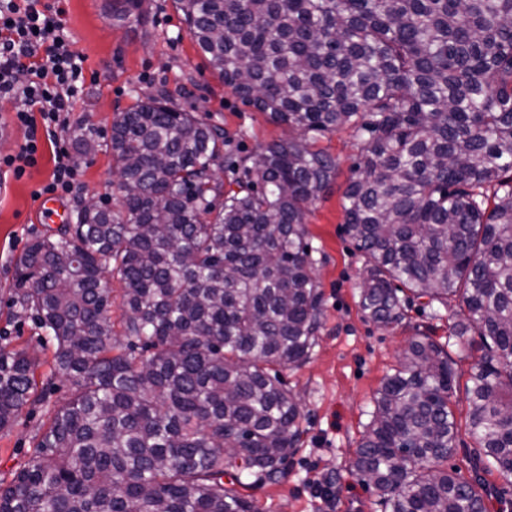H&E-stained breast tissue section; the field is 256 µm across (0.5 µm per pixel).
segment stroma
I'll return each mask as SVG.
<instances>
[{
    "mask_svg": "<svg viewBox=\"0 0 512 512\" xmlns=\"http://www.w3.org/2000/svg\"><path fill=\"white\" fill-rule=\"evenodd\" d=\"M144 11L142 19L119 22L110 16L107 0H68L63 24L84 56L86 84L68 114L65 141H73L74 127L85 122L109 134L116 113L162 92L175 107L207 116L221 126L230 150L238 156L254 154L261 146L287 137V127L244 105L211 72L173 0H145ZM319 145L339 163L331 191L306 216L308 239L315 249V275L323 292V326L307 362L282 372L306 414L305 433L287 474L275 482H257L245 494L256 499L264 512H384L372 489L350 471L371 420L373 397L411 338L425 334L446 341L462 302L452 300L436 318L422 302H413L403 322L392 328L366 319L358 288L366 258L343 232L342 193L357 149L345 130L322 137ZM55 150V143L41 141L37 166L19 177L0 176V334H7L12 347L37 358L42 355L37 332L28 316L8 306L7 298L27 242L52 227L38 209V192L50 179ZM71 161L79 177L74 193L60 200L65 211H72L79 199L117 205L119 192L109 153L75 155ZM448 352L458 372L454 412L459 440L448 466L465 477L470 471L469 451L475 445L466 426L465 389L477 356L460 355L454 346ZM46 420L44 405L36 404L25 408L13 427L0 430V476L25 462L31 439ZM326 483L335 495L330 502L317 491Z\"/></svg>",
    "mask_w": 512,
    "mask_h": 512,
    "instance_id": "obj_1",
    "label": "stroma"
}]
</instances>
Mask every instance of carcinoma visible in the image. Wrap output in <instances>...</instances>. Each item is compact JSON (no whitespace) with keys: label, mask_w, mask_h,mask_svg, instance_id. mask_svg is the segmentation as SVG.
Segmentation results:
<instances>
[{"label":"carcinoma","mask_w":512,"mask_h":512,"mask_svg":"<svg viewBox=\"0 0 512 512\" xmlns=\"http://www.w3.org/2000/svg\"><path fill=\"white\" fill-rule=\"evenodd\" d=\"M143 2L110 0L112 18ZM174 3L209 68L288 137L226 156L224 129L163 94L118 113L104 145L78 127V155H112L120 208L76 206L17 262L10 304L71 395L49 406L33 357L0 338V430L49 413L0 477V512H259L237 486L280 479L301 442L279 369L323 326L305 216L338 175L315 144L341 129L358 151L342 196L365 317L394 327L414 299L459 297L449 335L480 352L470 479L448 471L455 362L428 336L374 395L352 471L389 512H488L486 476L512 479V0Z\"/></svg>","instance_id":"obj_1"}]
</instances>
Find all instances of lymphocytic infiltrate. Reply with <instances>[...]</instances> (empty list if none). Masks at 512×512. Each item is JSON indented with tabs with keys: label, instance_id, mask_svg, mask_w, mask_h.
<instances>
[{
	"label": "lymphocytic infiltrate",
	"instance_id": "f902f5d3",
	"mask_svg": "<svg viewBox=\"0 0 512 512\" xmlns=\"http://www.w3.org/2000/svg\"><path fill=\"white\" fill-rule=\"evenodd\" d=\"M64 0H0V98L15 103L25 142L0 159L15 175L36 165L42 137L56 136L82 93L83 55L65 31ZM27 80H20V73Z\"/></svg>",
	"mask_w": 512,
	"mask_h": 512
}]
</instances>
